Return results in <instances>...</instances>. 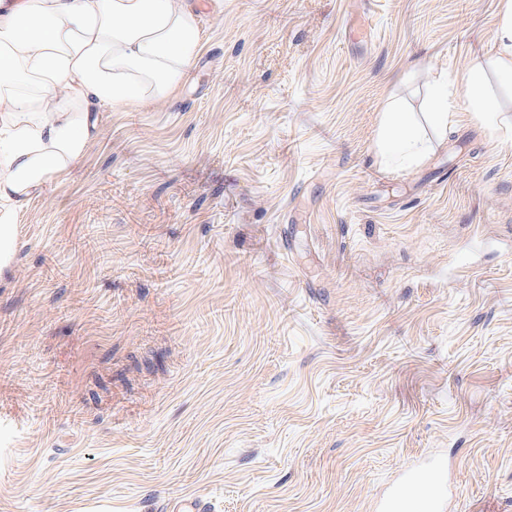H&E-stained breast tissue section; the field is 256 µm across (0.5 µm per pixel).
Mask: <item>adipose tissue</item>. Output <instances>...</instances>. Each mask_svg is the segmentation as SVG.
<instances>
[{"mask_svg": "<svg viewBox=\"0 0 512 512\" xmlns=\"http://www.w3.org/2000/svg\"><path fill=\"white\" fill-rule=\"evenodd\" d=\"M198 7L197 0H0V274L12 269L17 214L97 137L96 108L159 101L181 84L201 42ZM459 85L473 111L496 112L476 63L459 76L438 73L429 124L447 127ZM377 149L411 166L429 144L390 105Z\"/></svg>", "mask_w": 512, "mask_h": 512, "instance_id": "adipose-tissue-1", "label": "adipose tissue"}]
</instances>
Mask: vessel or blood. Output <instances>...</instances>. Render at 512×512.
Instances as JSON below:
<instances>
[{
    "mask_svg": "<svg viewBox=\"0 0 512 512\" xmlns=\"http://www.w3.org/2000/svg\"><path fill=\"white\" fill-rule=\"evenodd\" d=\"M446 484V472L441 467L410 468L382 500L380 512H404L408 503L414 501L419 502L422 512H437Z\"/></svg>",
    "mask_w": 512,
    "mask_h": 512,
    "instance_id": "b4317fda",
    "label": "vessel or blood"
}]
</instances>
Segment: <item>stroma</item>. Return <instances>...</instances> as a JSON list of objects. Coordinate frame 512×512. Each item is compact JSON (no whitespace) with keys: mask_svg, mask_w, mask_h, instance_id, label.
Masks as SVG:
<instances>
[{"mask_svg":"<svg viewBox=\"0 0 512 512\" xmlns=\"http://www.w3.org/2000/svg\"><path fill=\"white\" fill-rule=\"evenodd\" d=\"M503 2L220 0L175 94L99 108L0 278V512H373L443 461L512 512ZM477 58L492 121L455 87L382 169L388 103Z\"/></svg>","mask_w":512,"mask_h":512,"instance_id":"35a3bbf8","label":"stroma"}]
</instances>
